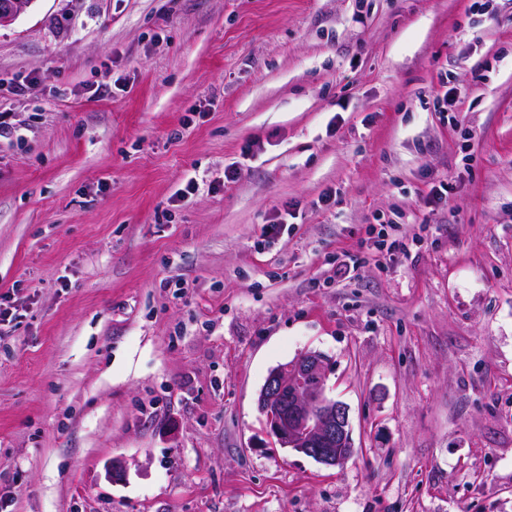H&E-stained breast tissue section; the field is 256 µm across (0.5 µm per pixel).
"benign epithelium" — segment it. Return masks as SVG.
I'll return each mask as SVG.
<instances>
[{"instance_id": "benign-epithelium-1", "label": "benign epithelium", "mask_w": 512, "mask_h": 512, "mask_svg": "<svg viewBox=\"0 0 512 512\" xmlns=\"http://www.w3.org/2000/svg\"><path fill=\"white\" fill-rule=\"evenodd\" d=\"M33 0H0V27L23 14ZM329 363L319 352H306L273 368L259 401L266 414L267 433L283 448L318 463L346 464L355 448L347 406L327 394Z\"/></svg>"}]
</instances>
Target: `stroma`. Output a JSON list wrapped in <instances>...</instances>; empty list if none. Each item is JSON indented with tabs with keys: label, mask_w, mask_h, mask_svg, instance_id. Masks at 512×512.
<instances>
[{
	"label": "stroma",
	"mask_w": 512,
	"mask_h": 512,
	"mask_svg": "<svg viewBox=\"0 0 512 512\" xmlns=\"http://www.w3.org/2000/svg\"><path fill=\"white\" fill-rule=\"evenodd\" d=\"M0 111L6 512H512V0H33ZM307 350L341 467L257 410ZM441 90L437 94V105L441 112H459L462 103L461 92L452 87L448 89V78H441ZM376 221L378 224L371 225V228L372 234H376V236H374L375 245L376 249L382 253V258L384 260L388 259L389 261H392L394 257L399 254H407L409 252V246L406 238H397L392 240L389 244L387 243L386 238L389 236L387 228L395 230L397 229V225L390 224L385 220H382V218H378ZM377 226H379V229Z\"/></svg>",
	"instance_id": "stroma-1"
}]
</instances>
